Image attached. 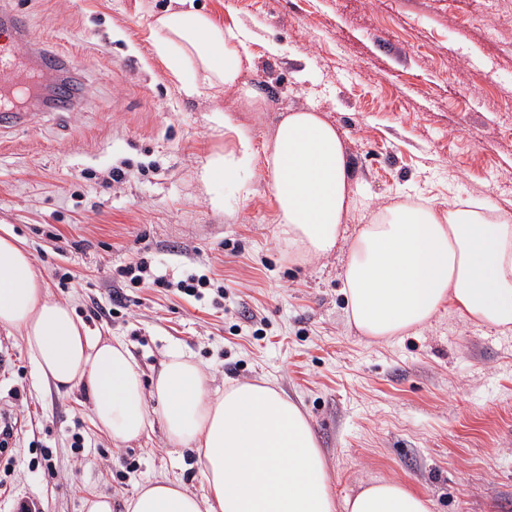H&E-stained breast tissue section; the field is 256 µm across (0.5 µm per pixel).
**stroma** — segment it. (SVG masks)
I'll return each mask as SVG.
<instances>
[{
	"label": "stroma",
	"instance_id": "stroma-1",
	"mask_svg": "<svg viewBox=\"0 0 512 512\" xmlns=\"http://www.w3.org/2000/svg\"><path fill=\"white\" fill-rule=\"evenodd\" d=\"M33 47L67 53L83 94L0 132V235L32 254L51 298L94 336H117L145 375L174 352L215 389L273 384L308 418L337 499L360 480L397 478L434 512H512V332L446 309L388 341L349 322L346 254L303 260L277 241L263 171L210 204L202 179L239 135L261 150L279 119L315 108L339 130L355 178L377 204L414 190L512 211V0H194L250 30L262 111L232 89L181 91L150 27L174 0H7ZM277 53H269L268 44ZM224 113L228 128L211 115ZM125 176L113 181V168ZM178 280L223 286L197 300L117 269L138 260ZM21 432L0 454V512H82L111 494L181 478L201 492L195 455L150 440L113 448L84 394L41 377L21 336L0 330V414Z\"/></svg>",
	"mask_w": 512,
	"mask_h": 512
}]
</instances>
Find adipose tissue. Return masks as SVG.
I'll use <instances>...</instances> for the list:
<instances>
[{
    "instance_id": "obj_1",
    "label": "adipose tissue",
    "mask_w": 512,
    "mask_h": 512,
    "mask_svg": "<svg viewBox=\"0 0 512 512\" xmlns=\"http://www.w3.org/2000/svg\"><path fill=\"white\" fill-rule=\"evenodd\" d=\"M177 3L156 17L152 32L181 90L194 94L204 81L259 104L244 78L251 31L219 26L193 0ZM259 164L275 202L276 234L290 254L310 259L346 247L343 293L363 336L403 335L448 306L464 321L512 330L511 212L408 197L375 205L352 176L338 129L312 108L284 116L262 155L240 139L237 154L214 156L203 179L242 182ZM357 212L369 221L347 236ZM0 330L23 338L56 388L89 395L95 425L113 447L158 425L172 447L195 452L203 493L162 477L126 498L125 512H433L427 496L398 479H369L336 500L309 420L267 383L214 392L209 374L179 352L144 382L126 342L89 335L70 305L50 299L30 252L8 233L0 235Z\"/></svg>"
}]
</instances>
